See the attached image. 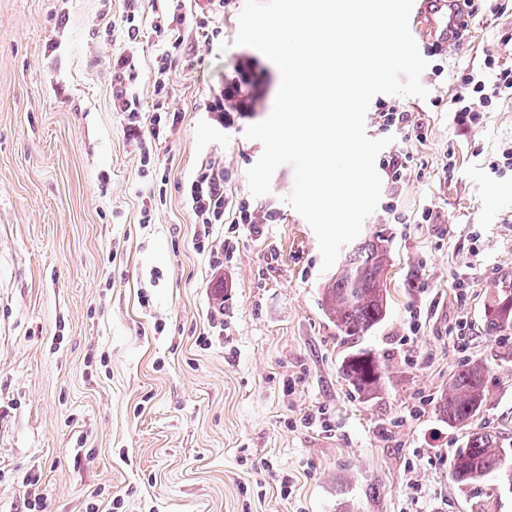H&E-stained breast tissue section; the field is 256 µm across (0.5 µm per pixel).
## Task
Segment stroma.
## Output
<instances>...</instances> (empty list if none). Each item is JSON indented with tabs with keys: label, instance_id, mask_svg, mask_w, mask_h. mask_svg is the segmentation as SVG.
<instances>
[{
	"label": "stroma",
	"instance_id": "35a3bbf8",
	"mask_svg": "<svg viewBox=\"0 0 512 512\" xmlns=\"http://www.w3.org/2000/svg\"><path fill=\"white\" fill-rule=\"evenodd\" d=\"M244 4L157 0L132 48L124 0H0V512H29L37 497L46 512H512L505 478L464 491L450 472L481 428L512 465V328L485 326L490 289L512 282V98L465 128L451 103L487 56L512 68V0H465L463 52L421 46L427 98L370 103L369 137L397 102L421 130L380 153L399 156L401 179L383 178L360 236L388 241L387 314L356 339L326 310L337 271L286 201L292 167L269 194L249 190L263 146L244 132L269 116L279 74L235 45ZM176 13L198 24L182 28L157 95L149 76L167 48L155 20ZM129 54L144 113H180L146 164L112 106L111 66ZM242 59L255 107L222 124L209 107ZM209 164L230 199L275 216L217 226L235 242L219 271L196 247L187 197ZM353 348L385 356L381 388L344 379ZM471 362L486 401L471 426L451 427L437 400ZM313 412L324 427L306 426Z\"/></svg>",
	"mask_w": 512,
	"mask_h": 512
}]
</instances>
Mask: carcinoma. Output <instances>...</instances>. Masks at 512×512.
Listing matches in <instances>:
<instances>
[{
    "label": "carcinoma",
    "mask_w": 512,
    "mask_h": 512,
    "mask_svg": "<svg viewBox=\"0 0 512 512\" xmlns=\"http://www.w3.org/2000/svg\"><path fill=\"white\" fill-rule=\"evenodd\" d=\"M382 239L365 240L346 255L342 269L325 287L328 314L345 336H361L386 316L384 275L389 252ZM488 328L496 331L512 326V288H496L488 296ZM384 357L365 349L349 352L341 362L345 379L357 390L365 391L384 378ZM485 402L484 368L468 365L455 374L440 395L437 408L448 425L464 427L479 413ZM506 454L493 431L470 434L466 447L451 461V474L460 485L469 487L501 468Z\"/></svg>",
    "instance_id": "1"
}]
</instances>
